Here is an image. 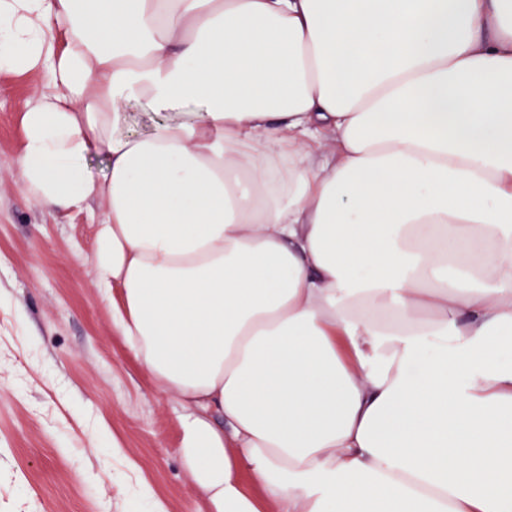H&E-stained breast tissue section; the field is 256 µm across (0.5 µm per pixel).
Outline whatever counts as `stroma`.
<instances>
[{"label": "stroma", "instance_id": "1", "mask_svg": "<svg viewBox=\"0 0 512 512\" xmlns=\"http://www.w3.org/2000/svg\"><path fill=\"white\" fill-rule=\"evenodd\" d=\"M42 82L0 74V512H211L176 452L178 408L99 298L98 204L51 213L17 190L18 105Z\"/></svg>", "mask_w": 512, "mask_h": 512}]
</instances>
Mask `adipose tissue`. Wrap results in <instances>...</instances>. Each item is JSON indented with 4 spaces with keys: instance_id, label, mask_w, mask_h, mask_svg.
I'll use <instances>...</instances> for the list:
<instances>
[{
    "instance_id": "ef3b65f1",
    "label": "adipose tissue",
    "mask_w": 512,
    "mask_h": 512,
    "mask_svg": "<svg viewBox=\"0 0 512 512\" xmlns=\"http://www.w3.org/2000/svg\"><path fill=\"white\" fill-rule=\"evenodd\" d=\"M33 70L18 189L100 202L212 512H512V0H0Z\"/></svg>"
}]
</instances>
